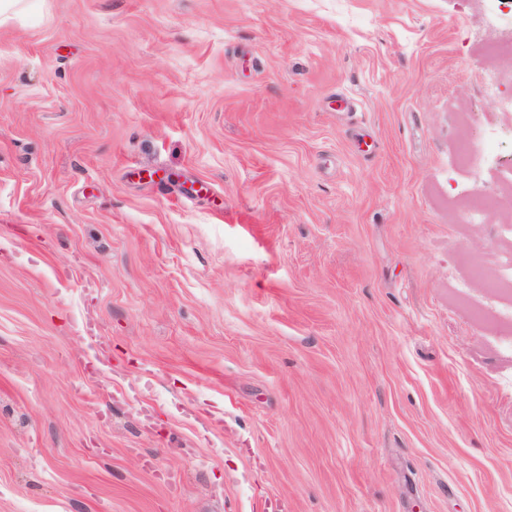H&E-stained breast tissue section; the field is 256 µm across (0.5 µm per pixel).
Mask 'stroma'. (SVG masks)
Wrapping results in <instances>:
<instances>
[{"mask_svg":"<svg viewBox=\"0 0 512 512\" xmlns=\"http://www.w3.org/2000/svg\"><path fill=\"white\" fill-rule=\"evenodd\" d=\"M472 0H38L0 26V512H512V301L452 199Z\"/></svg>","mask_w":512,"mask_h":512,"instance_id":"1","label":"stroma"}]
</instances>
